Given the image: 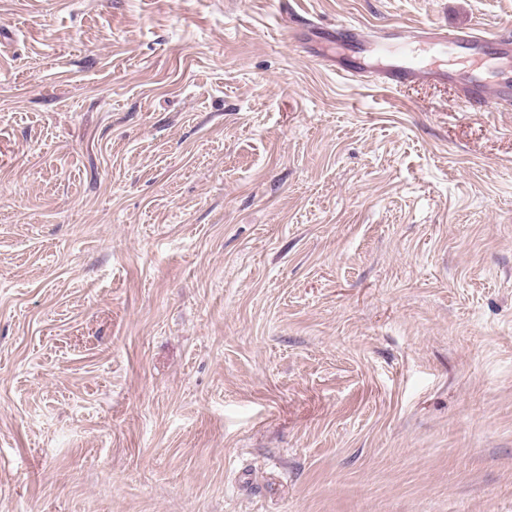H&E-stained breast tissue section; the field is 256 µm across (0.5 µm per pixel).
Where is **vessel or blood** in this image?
<instances>
[{
  "label": "vessel or blood",
  "instance_id": "vessel-or-blood-1",
  "mask_svg": "<svg viewBox=\"0 0 512 512\" xmlns=\"http://www.w3.org/2000/svg\"><path fill=\"white\" fill-rule=\"evenodd\" d=\"M302 27L372 54V61L350 67L341 65L337 58L319 55V63L337 76L395 90L455 80L466 106L503 112L512 105V29L504 27L483 36L434 25L416 30L393 25L376 34L346 22L320 30L306 21ZM490 68L497 71L496 80L486 79Z\"/></svg>",
  "mask_w": 512,
  "mask_h": 512
}]
</instances>
